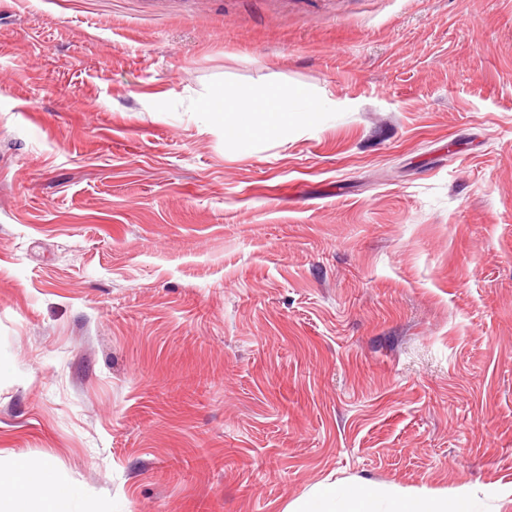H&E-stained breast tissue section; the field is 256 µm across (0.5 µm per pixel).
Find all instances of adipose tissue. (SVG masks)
<instances>
[{
    "label": "adipose tissue",
    "mask_w": 512,
    "mask_h": 512,
    "mask_svg": "<svg viewBox=\"0 0 512 512\" xmlns=\"http://www.w3.org/2000/svg\"><path fill=\"white\" fill-rule=\"evenodd\" d=\"M214 102L226 134L238 142L287 135L291 119L320 109L312 95H289L277 86L265 87L245 107L234 94H216ZM50 477V472L45 471L35 480L27 476L25 468L12 466L9 476L0 475V512H88L86 499L73 497L68 491L53 501H42L39 482ZM473 499L466 488L451 498L432 493L408 495L397 486L373 482H362L340 492L335 485L325 483L286 512H474Z\"/></svg>",
    "instance_id": "obj_1"
}]
</instances>
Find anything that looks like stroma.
<instances>
[{"label":"stroma","mask_w":512,"mask_h":512,"mask_svg":"<svg viewBox=\"0 0 512 512\" xmlns=\"http://www.w3.org/2000/svg\"><path fill=\"white\" fill-rule=\"evenodd\" d=\"M268 83L321 108L229 140ZM0 463L512 512V0H0ZM474 496L461 488L457 497L432 493L405 494L395 485L362 482L346 492L324 483L310 497L284 512H474Z\"/></svg>","instance_id":"obj_1"}]
</instances>
